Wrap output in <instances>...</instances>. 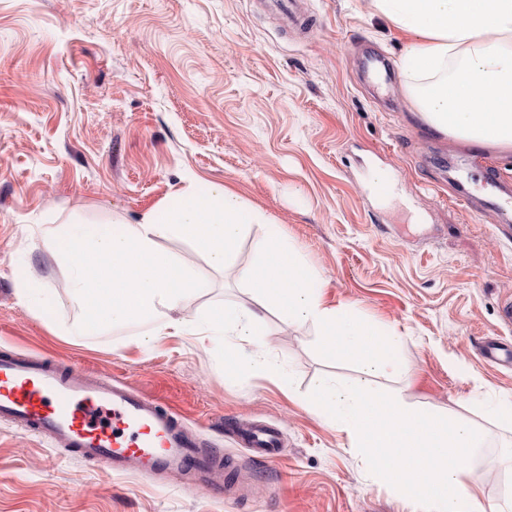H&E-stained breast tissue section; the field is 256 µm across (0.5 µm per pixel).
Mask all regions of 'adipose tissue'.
I'll return each mask as SVG.
<instances>
[{
    "label": "adipose tissue",
    "instance_id": "obj_1",
    "mask_svg": "<svg viewBox=\"0 0 512 512\" xmlns=\"http://www.w3.org/2000/svg\"><path fill=\"white\" fill-rule=\"evenodd\" d=\"M370 7L411 37L400 68L427 127L512 149V0H370ZM269 221L224 185L193 180L137 220L49 229L47 244L64 258L80 309L64 334L138 326L135 342L143 348L166 336L190 335L221 344L228 375L270 376L287 388L289 376L261 341L263 314L273 310L287 324L312 325L321 355L350 361L359 376L346 384L318 380L307 394L309 404L348 435L369 470L393 478L408 512H512V499L486 507L464 482L471 449L485 443L483 429L411 406L400 392H378L376 378L400 371L399 336L348 306L327 305L315 268L277 231L259 242L257 262L238 271L251 303L222 300L188 311L201 284L163 241L189 242L222 271L247 228Z\"/></svg>",
    "mask_w": 512,
    "mask_h": 512
}]
</instances>
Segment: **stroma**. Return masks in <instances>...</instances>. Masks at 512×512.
Here are the masks:
<instances>
[{
    "instance_id": "1",
    "label": "stroma",
    "mask_w": 512,
    "mask_h": 512,
    "mask_svg": "<svg viewBox=\"0 0 512 512\" xmlns=\"http://www.w3.org/2000/svg\"><path fill=\"white\" fill-rule=\"evenodd\" d=\"M307 31L259 0H0V347L49 355L177 407L224 453V490L191 477L117 476L0 419V512H404L391 480L366 469L344 433L306 396L353 364L323 358L310 327L266 315L264 347L291 392L229 378L222 353L193 338L145 349L134 328L94 336L48 329L18 301L37 280L72 321L67 270L45 242L51 225L134 220L188 179L218 182L261 208L320 274L327 304L395 329L412 405L485 424L512 395L501 305L512 297V241L484 210L490 188L471 144H447L418 119L399 69L374 89L355 45L399 61L408 37L368 0H304ZM390 175L379 195L374 172ZM206 282L192 309L250 301L182 240ZM274 428L281 458L245 446ZM468 481L489 504L512 496V435L490 428Z\"/></svg>"
}]
</instances>
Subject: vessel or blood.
<instances>
[{
	"mask_svg": "<svg viewBox=\"0 0 512 512\" xmlns=\"http://www.w3.org/2000/svg\"><path fill=\"white\" fill-rule=\"evenodd\" d=\"M263 2L285 24L306 25L300 0ZM1 418L111 473L201 476L222 488L223 456L202 448L177 410L52 359L0 352Z\"/></svg>",
	"mask_w": 512,
	"mask_h": 512,
	"instance_id": "obj_1",
	"label": "vessel or blood"
}]
</instances>
